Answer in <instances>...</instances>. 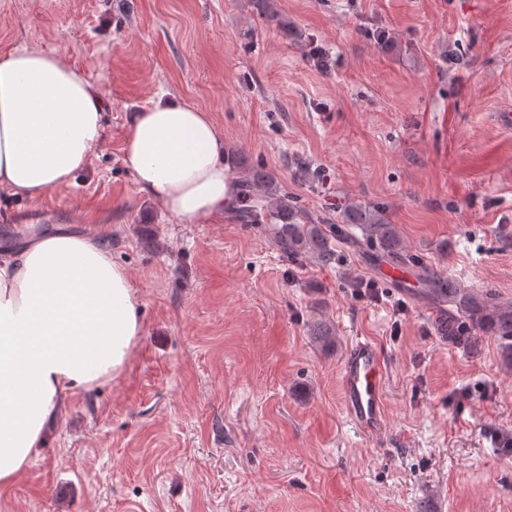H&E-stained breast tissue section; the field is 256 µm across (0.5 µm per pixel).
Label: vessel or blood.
Returning <instances> with one entry per match:
<instances>
[{"mask_svg":"<svg viewBox=\"0 0 512 512\" xmlns=\"http://www.w3.org/2000/svg\"><path fill=\"white\" fill-rule=\"evenodd\" d=\"M385 362L367 337L350 346L341 367L340 384L347 415L365 434L380 432L386 420L382 401Z\"/></svg>","mask_w":512,"mask_h":512,"instance_id":"1","label":"vessel or blood"}]
</instances>
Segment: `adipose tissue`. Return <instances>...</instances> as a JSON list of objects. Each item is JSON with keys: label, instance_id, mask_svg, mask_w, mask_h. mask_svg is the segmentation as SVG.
Listing matches in <instances>:
<instances>
[{"label": "adipose tissue", "instance_id": "adipose-tissue-1", "mask_svg": "<svg viewBox=\"0 0 512 512\" xmlns=\"http://www.w3.org/2000/svg\"><path fill=\"white\" fill-rule=\"evenodd\" d=\"M104 103L60 54L0 56V191L37 201L71 185L100 146ZM224 138L201 108L161 98L133 113L123 159L140 191L181 222L236 204ZM142 334L128 270L64 232L0 252V485L22 475L71 396L118 378Z\"/></svg>", "mask_w": 512, "mask_h": 512}]
</instances>
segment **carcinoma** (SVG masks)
Wrapping results in <instances>:
<instances>
[{
    "label": "carcinoma",
    "mask_w": 512,
    "mask_h": 512,
    "mask_svg": "<svg viewBox=\"0 0 512 512\" xmlns=\"http://www.w3.org/2000/svg\"><path fill=\"white\" fill-rule=\"evenodd\" d=\"M254 8L263 19L288 28V18L276 10L274 0H254ZM232 168L238 193L245 202L238 215L242 223L271 225L277 245L288 255H305L325 263L334 258L331 230L305 218L288 195L279 192L267 171L237 154L232 157ZM342 223L340 237L349 243L375 242L391 261L407 260L396 226L387 221L379 207L349 203L342 211ZM420 279L431 297L448 302V316L441 322L448 343L473 357L481 350L483 336H494L504 359L512 363V303L498 301L488 292L464 288L425 269Z\"/></svg>",
    "instance_id": "cac0c4a2"
}]
</instances>
